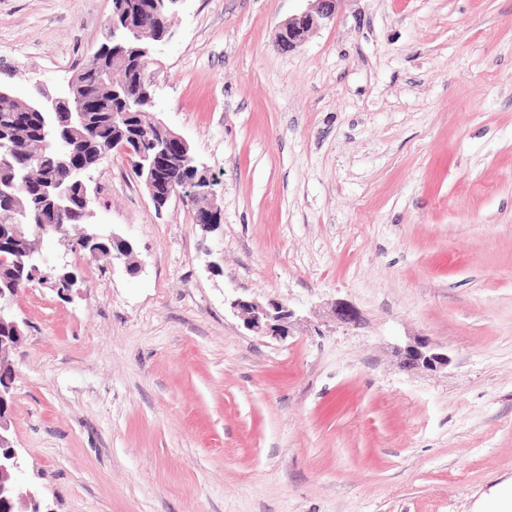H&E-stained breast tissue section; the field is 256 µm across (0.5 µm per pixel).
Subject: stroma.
<instances>
[{"mask_svg":"<svg viewBox=\"0 0 512 512\" xmlns=\"http://www.w3.org/2000/svg\"><path fill=\"white\" fill-rule=\"evenodd\" d=\"M180 0L154 118L221 225L154 206L117 154L94 221L19 289L11 439L42 512H488L512 489V0ZM112 0H0V81L63 89ZM293 311L286 338L235 298ZM358 325L335 320L336 303ZM426 338L446 367L407 370ZM309 1L315 2L311 8L292 15L279 26L276 42L282 51L295 50L309 32L332 21L347 0ZM97 225L98 224H90V227L89 229H86L84 231V236H85V239L87 240L88 243H99L100 240H103V239H108V240H112V244H113V247L111 244H108V246H104V248L102 249V251H105V252H111L112 251V260H118V261H122L125 266L127 267L128 264H127V261H126V255L128 253V251L130 250V246L128 244V242L116 235H114L112 233V235L108 236V237H104L103 235H101L98 230H97ZM114 244H118L120 245V248H115L114 250Z\"/></svg>","mask_w":512,"mask_h":512,"instance_id":"1","label":"stroma"}]
</instances>
